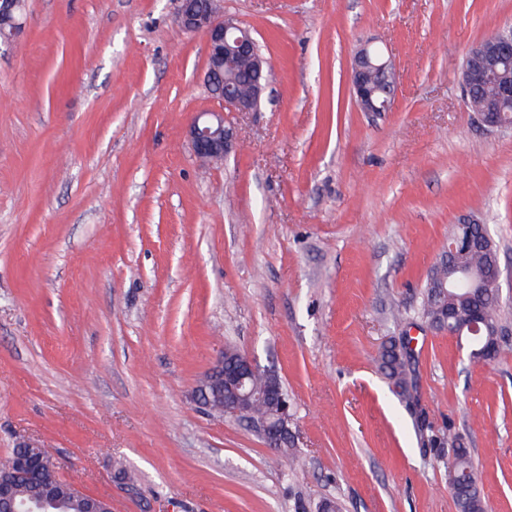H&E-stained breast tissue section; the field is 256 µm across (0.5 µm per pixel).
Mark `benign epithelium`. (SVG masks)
<instances>
[{"instance_id":"benign-epithelium-1","label":"benign epithelium","mask_w":512,"mask_h":512,"mask_svg":"<svg viewBox=\"0 0 512 512\" xmlns=\"http://www.w3.org/2000/svg\"><path fill=\"white\" fill-rule=\"evenodd\" d=\"M179 26L188 33L200 34L206 43L207 62L210 65L209 78L224 71L226 64L244 60L251 66L254 79L248 92L234 88V83L223 79L224 87L218 100L224 109L211 112H199L188 125V138L195 155L201 158L226 156L236 141V133L224 124V111L247 113L259 110L262 98L267 90L263 73L267 60L257 52V41L250 29L237 20L221 14L218 0H178L176 15ZM471 58L482 60L480 66H464L462 84L465 95H471L492 83L496 87V96L474 108L479 120L487 127L502 128L512 125L507 118L506 108L512 104V28L499 31L495 43L487 45L478 43L469 53ZM395 66L383 55L371 54V47H359L354 55L350 69L349 81L353 97L365 112H384L390 103L378 102L374 97L373 77L386 76L388 90L394 91L393 76ZM476 220L467 216L458 219L459 232L448 242V252L452 259H462L474 248L471 225ZM501 268L499 257H494L489 266L484 268L480 277L470 271L458 268L455 271V285L463 281L471 289L499 287ZM239 367L234 372L224 371V355H219L214 365L203 377L195 390L196 401L208 408L217 404L227 418H248L251 415L252 400L255 390L246 386L252 375L261 371L257 361L248 354L238 357ZM272 381L264 387L263 392L277 395L279 399L278 418L266 423L260 430L265 437L266 446L274 453L282 445V437L293 434L290 423L293 415L290 405L282 394L281 383L273 372H268Z\"/></svg>"}]
</instances>
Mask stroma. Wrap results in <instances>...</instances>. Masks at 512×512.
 Wrapping results in <instances>:
<instances>
[{"label":"stroma","mask_w":512,"mask_h":512,"mask_svg":"<svg viewBox=\"0 0 512 512\" xmlns=\"http://www.w3.org/2000/svg\"><path fill=\"white\" fill-rule=\"evenodd\" d=\"M220 10L275 77L259 111L225 113L217 166L186 136L221 104L176 0H26L0 46V457L45 448L112 512H456L460 442L487 512H512V128L483 125L461 83L512 0ZM365 44L396 67L385 112L350 92ZM463 215L500 254L489 362L419 316ZM401 316L437 448L376 362ZM228 345L287 390L293 461L195 402Z\"/></svg>","instance_id":"1"}]
</instances>
